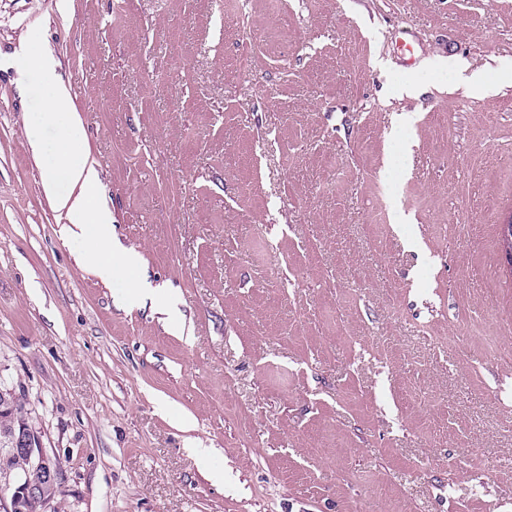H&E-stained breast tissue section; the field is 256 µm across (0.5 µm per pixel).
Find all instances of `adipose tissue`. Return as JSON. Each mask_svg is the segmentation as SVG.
<instances>
[{
  "label": "adipose tissue",
  "mask_w": 512,
  "mask_h": 512,
  "mask_svg": "<svg viewBox=\"0 0 512 512\" xmlns=\"http://www.w3.org/2000/svg\"><path fill=\"white\" fill-rule=\"evenodd\" d=\"M29 44L32 57L39 65L42 83L47 90L44 99L46 117H67L68 124L50 159L42 157V128L32 124L26 129V138L34 158L43 167L42 188L48 201L67 223L69 235L78 237L93 234L95 247L90 254V265L104 279L122 271L138 269L139 254L132 250L120 253L112 249V213L99 200L98 174L93 165L82 160L76 147L81 138V122L67 88L57 73V62L44 49L38 33H31ZM68 182V192H60L59 182Z\"/></svg>",
  "instance_id": "obj_1"
}]
</instances>
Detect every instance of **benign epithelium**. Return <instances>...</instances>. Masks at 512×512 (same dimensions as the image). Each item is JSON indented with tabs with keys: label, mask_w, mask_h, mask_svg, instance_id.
Returning a JSON list of instances; mask_svg holds the SVG:
<instances>
[{
	"label": "benign epithelium",
	"mask_w": 512,
	"mask_h": 512,
	"mask_svg": "<svg viewBox=\"0 0 512 512\" xmlns=\"http://www.w3.org/2000/svg\"><path fill=\"white\" fill-rule=\"evenodd\" d=\"M11 451L23 458L26 466L15 477L14 494L0 498V509L3 512H24L27 503L39 497L45 487L59 483L60 468L42 445L36 444L31 430L26 427L14 435Z\"/></svg>",
	"instance_id": "obj_1"
}]
</instances>
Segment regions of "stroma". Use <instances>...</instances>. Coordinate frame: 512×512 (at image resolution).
Wrapping results in <instances>:
<instances>
[{
	"label": "stroma",
	"instance_id": "1",
	"mask_svg": "<svg viewBox=\"0 0 512 512\" xmlns=\"http://www.w3.org/2000/svg\"><path fill=\"white\" fill-rule=\"evenodd\" d=\"M33 30L175 319L42 191ZM511 69L512 0H0V381L47 512H512ZM133 290H135L133 293V299L135 302H145L146 300H149L154 309L168 314L169 319L172 318L173 310L165 303L164 294L159 288H148V284L145 282L141 283L139 286L138 282L137 288H134Z\"/></svg>",
	"mask_w": 512,
	"mask_h": 512
}]
</instances>
